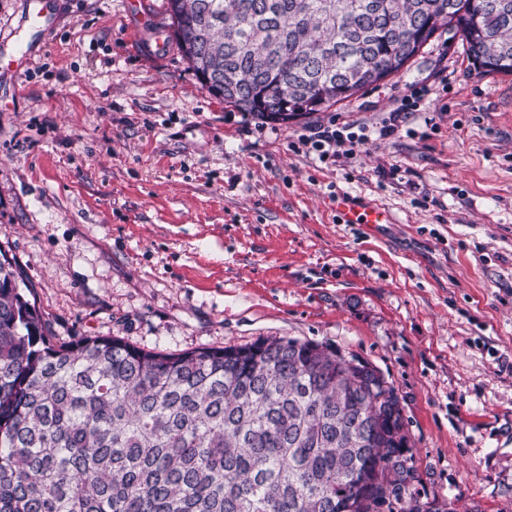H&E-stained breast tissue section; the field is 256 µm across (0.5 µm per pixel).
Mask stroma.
Returning <instances> with one entry per match:
<instances>
[{
  "instance_id": "obj_1",
  "label": "stroma",
  "mask_w": 512,
  "mask_h": 512,
  "mask_svg": "<svg viewBox=\"0 0 512 512\" xmlns=\"http://www.w3.org/2000/svg\"><path fill=\"white\" fill-rule=\"evenodd\" d=\"M0 0V249L54 336L179 353L272 336L396 389L429 496L512 512V75L441 35L407 70L279 123L155 55L166 0ZM31 56L10 61L17 45ZM404 128L324 164L338 118ZM388 213L347 224L337 195ZM427 92L419 90H414V92L411 93L410 97L414 100H412V104H407L405 109H401L397 112H391L390 117L388 118V121L385 122V124L378 129V137H389L392 135L397 134L401 129L400 123L403 122L400 120L401 113L400 112H409V110L414 111L412 107H415L418 100H420L422 97L427 95Z\"/></svg>"
}]
</instances>
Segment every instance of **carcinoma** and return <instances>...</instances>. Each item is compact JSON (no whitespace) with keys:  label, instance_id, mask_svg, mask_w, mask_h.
I'll return each mask as SVG.
<instances>
[{"label":"carcinoma","instance_id":"cac0c4a2","mask_svg":"<svg viewBox=\"0 0 512 512\" xmlns=\"http://www.w3.org/2000/svg\"><path fill=\"white\" fill-rule=\"evenodd\" d=\"M201 85L286 123L438 32L512 75V0H167ZM0 250V512H457L422 488L393 385L274 337L178 354L53 336Z\"/></svg>","mask_w":512,"mask_h":512}]
</instances>
